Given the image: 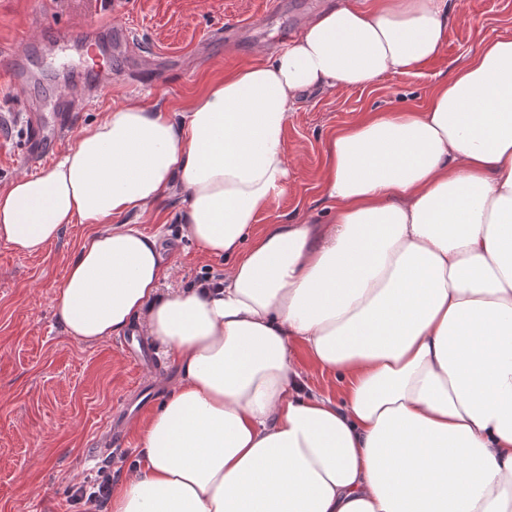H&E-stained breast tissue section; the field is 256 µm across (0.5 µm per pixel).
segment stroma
Segmentation results:
<instances>
[{
    "mask_svg": "<svg viewBox=\"0 0 512 512\" xmlns=\"http://www.w3.org/2000/svg\"><path fill=\"white\" fill-rule=\"evenodd\" d=\"M341 0H0V70L22 57L34 80L25 92L0 82V114L14 116L0 128V188L25 173L27 100L39 111L56 108L60 84L70 83V63L81 46L61 52L59 31L88 30L104 20L130 33L127 53L103 48L112 81L80 110L75 128L128 102L185 111L214 80L281 51V35L302 30ZM456 18L439 54L410 71L389 73L366 88L336 93L315 89L301 95L288 114L283 139L291 162L289 190L271 201L256 222L264 231L278 217L325 220L319 190L325 146L339 129L379 108L422 109L432 89L481 44L512 39V0H456ZM179 189L123 223L158 236L172 294L225 263L205 258L181 233ZM95 225H66L58 240L29 255L0 240V512H83L70 501V487L102 470L120 479L93 448L110 416L142 377L118 339L79 343L67 336L54 311V295L69 262Z\"/></svg>",
    "mask_w": 512,
    "mask_h": 512,
    "instance_id": "obj_1",
    "label": "stroma"
}]
</instances>
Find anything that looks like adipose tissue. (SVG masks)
<instances>
[{
	"instance_id": "adipose-tissue-1",
	"label": "adipose tissue",
	"mask_w": 512,
	"mask_h": 512,
	"mask_svg": "<svg viewBox=\"0 0 512 512\" xmlns=\"http://www.w3.org/2000/svg\"><path fill=\"white\" fill-rule=\"evenodd\" d=\"M452 0H344L182 118L129 104L0 189V239L42 251L97 233L54 296L64 332L142 321L178 378L138 429L107 512H512V40L484 43L419 111L373 112L326 143L330 218L258 234L288 190L289 112L435 57ZM181 231L229 265L164 295L156 236L116 224L172 186ZM300 343L339 374L312 393Z\"/></svg>"
}]
</instances>
